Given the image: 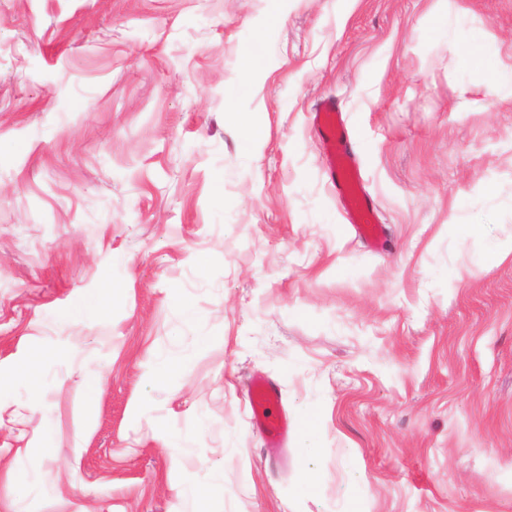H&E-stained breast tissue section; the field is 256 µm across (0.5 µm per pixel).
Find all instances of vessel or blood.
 Instances as JSON below:
<instances>
[{
	"label": "vessel or blood",
	"mask_w": 512,
	"mask_h": 512,
	"mask_svg": "<svg viewBox=\"0 0 512 512\" xmlns=\"http://www.w3.org/2000/svg\"><path fill=\"white\" fill-rule=\"evenodd\" d=\"M320 128L325 140L331 145L336 156L332 158L329 170L336 179V185L349 201V211L357 229L364 237L379 240L381 228L375 222L370 200L358 190V174L343 146V130L336 120L334 101L322 102L318 109ZM279 392L271 383L253 382L250 391L252 422L270 441L283 436L288 424L278 408Z\"/></svg>",
	"instance_id": "b4317fda"
}]
</instances>
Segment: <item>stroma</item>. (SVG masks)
Wrapping results in <instances>:
<instances>
[{"label":"stroma","mask_w":512,"mask_h":512,"mask_svg":"<svg viewBox=\"0 0 512 512\" xmlns=\"http://www.w3.org/2000/svg\"><path fill=\"white\" fill-rule=\"evenodd\" d=\"M511 237L512 0H0V512H512ZM320 128L325 140L333 149L329 170L336 179V186L349 201V211L356 228L364 237L377 241L381 238V228L375 223V213L370 200L358 190V174L343 146V130L336 121V105L332 100L324 101L317 109ZM337 151V158H336ZM252 422L269 441H277L288 427L278 408L279 392L270 382L255 381L250 391Z\"/></svg>","instance_id":"35a3bbf8"}]
</instances>
